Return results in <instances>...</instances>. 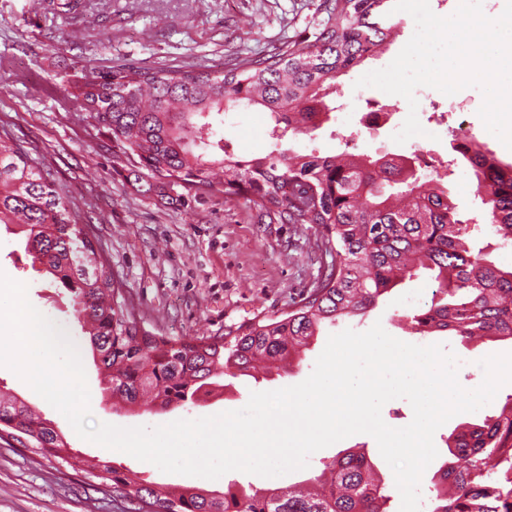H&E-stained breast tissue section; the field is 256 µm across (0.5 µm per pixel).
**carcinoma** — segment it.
<instances>
[{"label": "carcinoma", "mask_w": 512, "mask_h": 512, "mask_svg": "<svg viewBox=\"0 0 512 512\" xmlns=\"http://www.w3.org/2000/svg\"><path fill=\"white\" fill-rule=\"evenodd\" d=\"M389 0H323L326 17L314 39L264 55L235 57L224 71L205 68L86 65L68 96L91 126L130 156V173L166 204L189 207L196 188L224 201L244 200L258 221L311 224L331 261L288 312L256 319L223 336L175 340L137 326L121 300L105 251L62 192L24 147L0 134V224L20 227L24 249L51 283L71 298L104 391L125 404L144 395L163 410L194 404L226 374L279 367L307 349L322 328L364 316L418 269L442 298L407 318L414 333L447 332L464 340L512 343V268L469 247L468 224L436 180L420 181L408 157L277 153L242 159L224 149L209 118L237 108L280 115L281 135L317 130L336 78L389 44ZM472 169L486 206L489 233L512 241V163L466 144L456 147ZM19 431L34 453L71 458L49 420L0 389V434ZM450 455L434 475L430 512H512V393L448 437ZM112 486L132 512H387L391 481L363 452H351L297 488L159 490L115 464L86 472Z\"/></svg>", "instance_id": "1"}]
</instances>
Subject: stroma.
Here are the masks:
<instances>
[{"mask_svg":"<svg viewBox=\"0 0 512 512\" xmlns=\"http://www.w3.org/2000/svg\"><path fill=\"white\" fill-rule=\"evenodd\" d=\"M0 0V132L23 142L44 175L77 208L92 236L104 248L121 294L140 328L159 336L195 339L221 336L254 318H275L291 298L311 287L323 261L317 235L307 224H259L244 203L208 196L195 208L162 203L143 193L129 175V164L111 139L97 135L79 108L67 100L68 79L86 61L108 70L120 64L142 67L202 66L222 70L237 56L271 54L315 33L323 15L322 0ZM398 34L377 56L336 80L329 95L333 112L314 132L274 141L278 117L259 107L225 113L221 133L225 147L240 157L274 148L323 154L347 150L374 158L411 156L429 151L441 183L462 218L481 220L484 207L469 163L455 150L460 130H467L487 155L512 163L507 149L487 131L478 110L483 97L468 87L447 96L432 91L419 122L439 113L436 138L415 136L399 144L384 130L350 133L346 125L366 101L398 104L405 120L407 102L371 87L356 88L364 74L386 67L411 38L415 23L394 13ZM0 272L27 286L30 303L62 326L82 353L94 420L120 427H156L178 419H195L243 408L250 392L296 385L312 372L327 339L319 337L293 366L262 375L225 377L224 384L196 404L171 411L113 405L102 389L90 344L77 323L67 296L50 286L40 264L0 224ZM436 285L427 274L405 282L366 316L346 321L357 332L382 324L391 336L410 343L418 338L407 316L430 305ZM426 344H443L467 356L459 376L467 389L478 387L481 359L511 350L499 342L466 343L436 333ZM0 387L24 400L52 421L73 449L69 462L36 455L0 440V512H129L111 491L89 485V465L114 462L149 482L223 489L230 483L269 488L321 473L324 465L351 451L368 453L377 470H392L375 439L355 434L321 449L307 468L272 480L232 471L216 480L167 474L153 464L107 450L79 438L66 418L38 396L12 370L0 367Z\"/></svg>","mask_w":512,"mask_h":512,"instance_id":"1","label":"stroma"}]
</instances>
